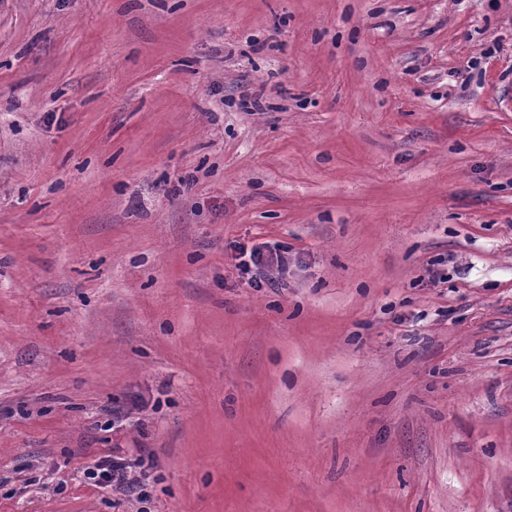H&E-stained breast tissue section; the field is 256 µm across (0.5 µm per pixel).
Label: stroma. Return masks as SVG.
Masks as SVG:
<instances>
[{
    "instance_id": "obj_1",
    "label": "stroma",
    "mask_w": 512,
    "mask_h": 512,
    "mask_svg": "<svg viewBox=\"0 0 512 512\" xmlns=\"http://www.w3.org/2000/svg\"><path fill=\"white\" fill-rule=\"evenodd\" d=\"M113 448L149 512H512V0H0V512H138ZM283 256L278 250L252 249L249 252V261L240 265L242 275L248 276V283L252 288H263L274 284L273 270L275 266H282ZM147 463V464H146ZM154 457L150 452L140 451L138 455L113 453L98 456L86 468L88 479L102 489L124 497H135L144 503L149 500L146 492Z\"/></svg>"
}]
</instances>
